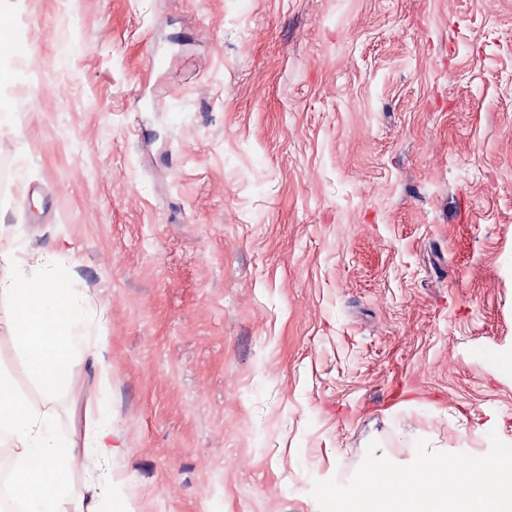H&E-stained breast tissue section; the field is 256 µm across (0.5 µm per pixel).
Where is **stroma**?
Instances as JSON below:
<instances>
[{
    "label": "stroma",
    "mask_w": 512,
    "mask_h": 512,
    "mask_svg": "<svg viewBox=\"0 0 512 512\" xmlns=\"http://www.w3.org/2000/svg\"><path fill=\"white\" fill-rule=\"evenodd\" d=\"M11 3L0 268L68 249L112 366L44 397L0 301L69 512H320L369 441H512V0ZM112 420L102 418L93 434L92 448H96V455L103 466L112 462V453L116 447L112 446Z\"/></svg>",
    "instance_id": "35a3bbf8"
}]
</instances>
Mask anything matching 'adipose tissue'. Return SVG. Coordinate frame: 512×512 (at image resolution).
Segmentation results:
<instances>
[{
	"instance_id": "1",
	"label": "adipose tissue",
	"mask_w": 512,
	"mask_h": 512,
	"mask_svg": "<svg viewBox=\"0 0 512 512\" xmlns=\"http://www.w3.org/2000/svg\"><path fill=\"white\" fill-rule=\"evenodd\" d=\"M0 298L13 307L15 339L31 378L44 396L65 386L77 354L87 352L101 388L112 373L101 348L90 346L83 329L88 305L61 278L38 279L21 271L0 275ZM8 443L17 464L14 492L26 512H65V480L77 452L60 437L52 418L29 407L11 382L0 378V444Z\"/></svg>"
}]
</instances>
